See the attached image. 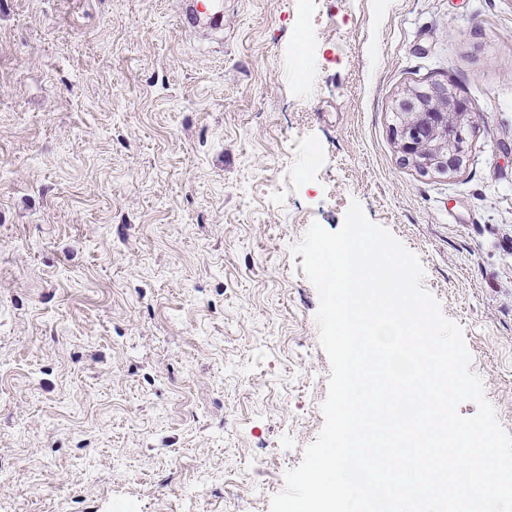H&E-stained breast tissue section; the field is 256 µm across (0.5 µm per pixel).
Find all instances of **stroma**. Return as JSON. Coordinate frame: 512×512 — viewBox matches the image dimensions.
<instances>
[{
	"mask_svg": "<svg viewBox=\"0 0 512 512\" xmlns=\"http://www.w3.org/2000/svg\"><path fill=\"white\" fill-rule=\"evenodd\" d=\"M0 0V512H271L324 423L293 255L351 201L512 434V0ZM473 116L404 162L407 90ZM214 0H186L184 1V7L180 16L182 25L196 26L200 16L211 14L213 19H216L219 14V5ZM220 23V22H219ZM396 109L407 117L392 129L405 160L424 173L460 169L473 117L456 93L444 84L409 89Z\"/></svg>",
	"mask_w": 512,
	"mask_h": 512,
	"instance_id": "1",
	"label": "stroma"
}]
</instances>
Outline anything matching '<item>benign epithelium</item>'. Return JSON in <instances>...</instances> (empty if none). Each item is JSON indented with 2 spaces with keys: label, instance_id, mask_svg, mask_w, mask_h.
Returning <instances> with one entry per match:
<instances>
[{
  "label": "benign epithelium",
  "instance_id": "7a95c632",
  "mask_svg": "<svg viewBox=\"0 0 512 512\" xmlns=\"http://www.w3.org/2000/svg\"><path fill=\"white\" fill-rule=\"evenodd\" d=\"M397 111L406 120L394 126L393 138L405 160L424 173L449 174L463 164L472 114L446 85L407 91Z\"/></svg>",
  "mask_w": 512,
  "mask_h": 512
}]
</instances>
